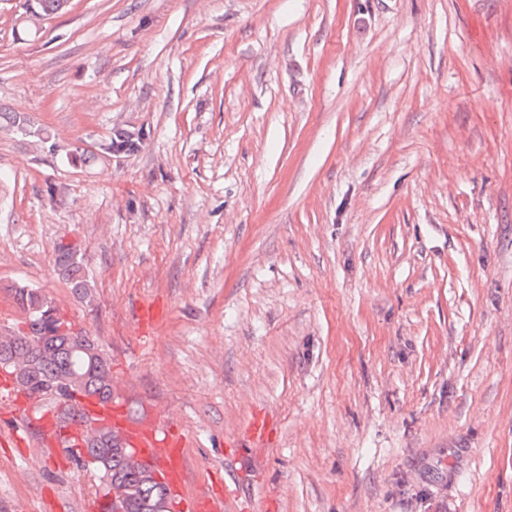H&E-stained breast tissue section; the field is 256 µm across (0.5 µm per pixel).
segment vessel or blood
I'll return each instance as SVG.
<instances>
[{
    "instance_id": "vessel-or-blood-1",
    "label": "vessel or blood",
    "mask_w": 512,
    "mask_h": 512,
    "mask_svg": "<svg viewBox=\"0 0 512 512\" xmlns=\"http://www.w3.org/2000/svg\"><path fill=\"white\" fill-rule=\"evenodd\" d=\"M0 403L16 407L21 415L39 424L45 442L52 447L77 448L83 443L86 423L111 425L136 457L149 465L171 491L176 512H227L237 496L232 483H225L221 493H190L186 490L187 467L185 443L170 422L162 417L132 418L123 404H100L82 400L83 422L60 423L56 412L41 407L37 401L20 396L10 373L0 370ZM268 416H255L249 423L246 440L250 447L262 448L272 435Z\"/></svg>"
}]
</instances>
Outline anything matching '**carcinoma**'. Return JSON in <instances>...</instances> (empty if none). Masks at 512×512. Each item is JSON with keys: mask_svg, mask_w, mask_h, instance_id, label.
Wrapping results in <instances>:
<instances>
[{"mask_svg": "<svg viewBox=\"0 0 512 512\" xmlns=\"http://www.w3.org/2000/svg\"><path fill=\"white\" fill-rule=\"evenodd\" d=\"M37 9L24 21L25 29L37 31L36 22L44 16L57 14L63 10V0H36ZM23 116L0 107V129L14 132L20 137L39 145L54 149L56 142L51 133L45 132L39 137L23 133ZM144 134H134L122 128H112L111 135L102 150L105 154L121 152L125 155L137 153L143 143ZM54 265L59 275L66 281L71 292L81 301L93 305L96 301L95 284L89 274L81 254V249L71 243H58ZM16 304L26 313V329L0 334V367H4L14 376L20 392L37 398H56L63 404L78 408V400L97 395V400H112L113 377L109 359L97 344H92L93 354L79 353L69 361H64L62 351L64 337H79L83 332L64 331V336L45 348L37 341L25 346L22 339L31 334L34 322L48 311L57 312L53 301L36 288L20 286L14 289ZM98 448L103 461L95 465L101 477L102 495L113 501H126L129 512H141V502L151 499L152 512H169L170 496L162 489L166 484L158 480L150 467L132 454L119 435L108 427L90 429L83 447L73 450L77 460H82L84 448Z\"/></svg>", "mask_w": 512, "mask_h": 512, "instance_id": "carcinoma-1", "label": "carcinoma"}]
</instances>
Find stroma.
<instances>
[{
	"label": "stroma",
	"mask_w": 512,
	"mask_h": 512,
	"mask_svg": "<svg viewBox=\"0 0 512 512\" xmlns=\"http://www.w3.org/2000/svg\"><path fill=\"white\" fill-rule=\"evenodd\" d=\"M29 3L0 0V106L145 139L80 166L0 132V332L14 287L52 298L230 512H512V0H70L27 36ZM17 424L0 512H92L96 471ZM54 265L66 281L71 292L81 301L92 306L96 301L95 284L81 254V249L63 240L57 245ZM272 421L266 415H257L249 423L246 440L251 448H264L272 435Z\"/></svg>",
	"instance_id": "stroma-1"
}]
</instances>
